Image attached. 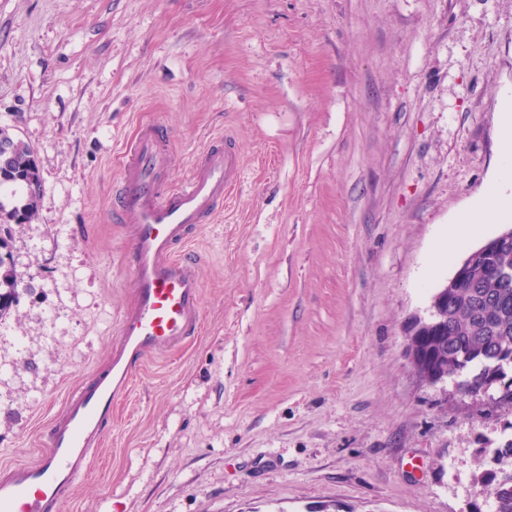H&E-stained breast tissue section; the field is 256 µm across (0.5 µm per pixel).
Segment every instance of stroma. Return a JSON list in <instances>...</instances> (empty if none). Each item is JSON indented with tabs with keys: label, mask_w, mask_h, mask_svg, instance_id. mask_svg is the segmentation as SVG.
<instances>
[{
	"label": "stroma",
	"mask_w": 512,
	"mask_h": 512,
	"mask_svg": "<svg viewBox=\"0 0 512 512\" xmlns=\"http://www.w3.org/2000/svg\"><path fill=\"white\" fill-rule=\"evenodd\" d=\"M512 0H0V127L31 146L27 285L0 319V464L44 454L135 284L113 188L137 127L172 182L228 137L244 178L190 247L202 323L148 359L63 512H491L512 407L432 385L405 329L500 167Z\"/></svg>",
	"instance_id": "1"
}]
</instances>
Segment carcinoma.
<instances>
[{
	"instance_id": "carcinoma-1",
	"label": "carcinoma",
	"mask_w": 512,
	"mask_h": 512,
	"mask_svg": "<svg viewBox=\"0 0 512 512\" xmlns=\"http://www.w3.org/2000/svg\"><path fill=\"white\" fill-rule=\"evenodd\" d=\"M0 139L12 144V154L0 169V189L16 198L8 207L0 201V319L8 315L24 281L11 260L9 230L13 224L31 221L37 211L41 173L34 150L0 128ZM501 275L492 277L475 264L448 300L446 308L420 330L426 361L448 358L446 374L466 373L458 381L465 390L479 389L491 379L507 378L512 372V243L498 255ZM496 499L495 512H512V474L501 478L485 470L479 476Z\"/></svg>"
}]
</instances>
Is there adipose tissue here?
Instances as JSON below:
<instances>
[{
  "mask_svg": "<svg viewBox=\"0 0 512 512\" xmlns=\"http://www.w3.org/2000/svg\"><path fill=\"white\" fill-rule=\"evenodd\" d=\"M502 164L499 174L481 198L477 207L466 213L462 225L444 236L437 247L439 254L454 251L462 236L478 233L485 224L512 218V114L504 115L500 130Z\"/></svg>",
  "mask_w": 512,
  "mask_h": 512,
  "instance_id": "adipose-tissue-1",
  "label": "adipose tissue"
}]
</instances>
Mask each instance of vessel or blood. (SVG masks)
<instances>
[{
  "mask_svg": "<svg viewBox=\"0 0 512 512\" xmlns=\"http://www.w3.org/2000/svg\"><path fill=\"white\" fill-rule=\"evenodd\" d=\"M168 137L163 124L143 125L123 153L115 215L132 241L128 267L136 288L109 361L82 379L53 415L46 455L0 469V512H59L89 468L112 406L127 393L136 369L183 344L200 324L202 271L187 250L202 225L217 222L225 196L243 176L242 160L231 142L215 140L175 186Z\"/></svg>",
  "mask_w": 512,
  "mask_h": 512,
  "instance_id": "vessel-or-blood-1",
  "label": "vessel or blood"
}]
</instances>
